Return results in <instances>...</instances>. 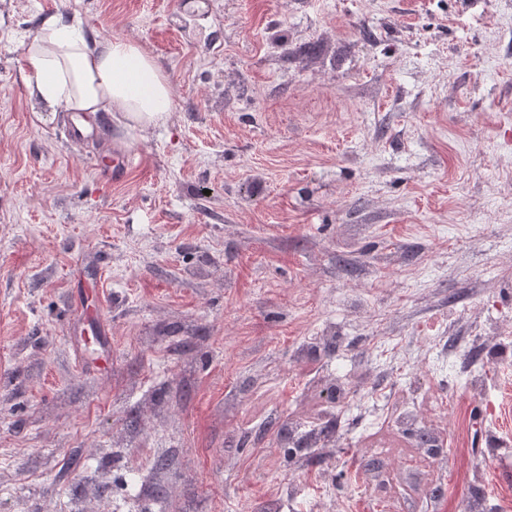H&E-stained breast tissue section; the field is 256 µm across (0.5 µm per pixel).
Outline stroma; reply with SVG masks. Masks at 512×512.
<instances>
[{"mask_svg":"<svg viewBox=\"0 0 512 512\" xmlns=\"http://www.w3.org/2000/svg\"><path fill=\"white\" fill-rule=\"evenodd\" d=\"M48 14L154 57L167 123L73 142ZM340 382L334 459L277 436ZM133 467L166 512H512V0H0V512ZM121 159H116L112 169L107 165L96 164L95 169L99 181L105 185H115L123 182L130 164V155L126 152L120 153Z\"/></svg>","mask_w":512,"mask_h":512,"instance_id":"obj_1","label":"stroma"}]
</instances>
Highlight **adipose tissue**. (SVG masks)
Instances as JSON below:
<instances>
[{
    "label": "adipose tissue",
    "instance_id": "obj_1",
    "mask_svg": "<svg viewBox=\"0 0 512 512\" xmlns=\"http://www.w3.org/2000/svg\"><path fill=\"white\" fill-rule=\"evenodd\" d=\"M30 98L71 117L116 113L131 130L165 124L172 109L169 78L135 42L89 40L81 18H43L34 36L18 34Z\"/></svg>",
    "mask_w": 512,
    "mask_h": 512
}]
</instances>
